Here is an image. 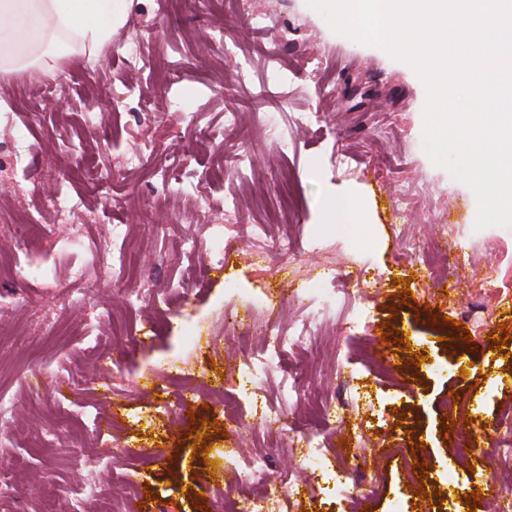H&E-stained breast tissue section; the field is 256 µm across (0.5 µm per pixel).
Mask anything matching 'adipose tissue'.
<instances>
[{"label":"adipose tissue","mask_w":512,"mask_h":512,"mask_svg":"<svg viewBox=\"0 0 512 512\" xmlns=\"http://www.w3.org/2000/svg\"><path fill=\"white\" fill-rule=\"evenodd\" d=\"M133 0H0V72L54 73L61 56L99 52Z\"/></svg>","instance_id":"ef3b65f1"}]
</instances>
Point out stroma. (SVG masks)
<instances>
[{
	"label": "stroma",
	"mask_w": 512,
	"mask_h": 512,
	"mask_svg": "<svg viewBox=\"0 0 512 512\" xmlns=\"http://www.w3.org/2000/svg\"><path fill=\"white\" fill-rule=\"evenodd\" d=\"M269 27L252 30L237 0H134L123 26L98 56L61 61L46 94L42 75L0 74V163L17 153L18 171L0 170V256L35 240L32 256L49 254V278L8 279L9 311H0V396L11 412L0 419V512H90L80 489L86 477L102 481L108 499L125 492V475L138 473L148 492L139 512H224L226 488L243 492L246 465L263 454L270 475L300 467L288 442H267L259 417L225 419L227 400L190 402L173 417L138 419L155 400L151 380L137 379L148 364L186 363L196 388L226 382L240 359L230 336L238 332L244 300L271 291L284 324L306 320L294 291L324 266L336 285L365 294L375 328L368 343L381 350L388 374L366 378L385 404L344 413L327 422L306 406L288 404L299 426L327 429L342 442L356 426L366 454L347 459L356 471L381 466L385 494L366 495L365 512H387L402 494L409 512H438V502L416 495L422 466L440 471L457 441L444 436L440 406L449 395L476 417L496 421L512 406V340L497 356L490 337L512 327V303L490 296L512 275V228L475 230V196L423 149L425 100L404 68L379 49L334 35L306 0H253ZM136 59H129V51ZM322 60L318 70L307 61ZM197 90L180 96L182 86ZM272 98L258 106L260 93ZM239 115L237 127L224 115ZM317 113L318 126L294 122ZM250 163L237 180L235 160ZM412 186L411 199L401 195ZM77 203L69 218L53 205L58 190ZM349 194L358 208L351 230L324 223L329 192ZM278 214L275 232L303 244L298 274L275 249L237 243L223 268L210 269L207 250L189 256L177 243L205 238L212 224H264ZM126 234L141 269L137 286L156 291L178 282L188 265L204 268L189 285L186 309L220 341L197 358L192 337L151 305L132 306L124 285L99 283L93 252L112 245L114 227ZM81 232L84 250L67 241ZM438 244L449 263L439 277L402 260L400 236ZM72 288L69 302L59 286ZM443 320L432 323L430 313ZM473 337L457 338V324ZM397 327L398 341L379 328ZM445 363L430 374L413 354ZM59 367L69 392L82 396L110 421L104 436L62 409L54 379L27 381L31 364ZM467 372H460V365ZM212 449H205V442ZM162 451L159 463L146 456Z\"/></svg>",
	"instance_id": "obj_1"
}]
</instances>
